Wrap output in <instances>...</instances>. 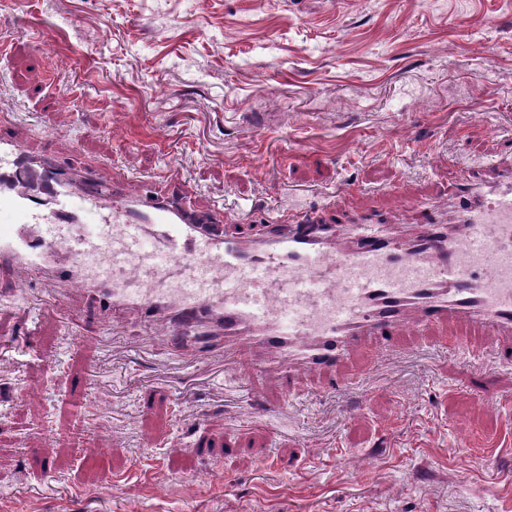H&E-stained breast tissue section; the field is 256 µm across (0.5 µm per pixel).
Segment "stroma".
Segmentation results:
<instances>
[{
  "label": "stroma",
  "instance_id": "obj_1",
  "mask_svg": "<svg viewBox=\"0 0 512 512\" xmlns=\"http://www.w3.org/2000/svg\"><path fill=\"white\" fill-rule=\"evenodd\" d=\"M0 114L104 187L376 212L512 144V0H0ZM353 192L337 198L336 186ZM60 282H0V512H512V366L413 345L277 389L129 321L75 346ZM164 385L150 393L153 383ZM95 406L99 438L84 431Z\"/></svg>",
  "mask_w": 512,
  "mask_h": 512
}]
</instances>
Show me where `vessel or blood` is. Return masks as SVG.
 <instances>
[{
	"label": "vessel or blood",
	"mask_w": 512,
	"mask_h": 512,
	"mask_svg": "<svg viewBox=\"0 0 512 512\" xmlns=\"http://www.w3.org/2000/svg\"><path fill=\"white\" fill-rule=\"evenodd\" d=\"M31 158L1 118L0 274L55 278L99 315L128 309L200 346L221 336L228 371L260 352L258 370L283 396L311 373L327 390L358 387L355 353H388L404 335L471 354L477 336L512 350V163L449 194L446 221L415 196L420 231L390 236L361 215L345 241L307 231L317 210L289 214L284 236L218 235L209 225L237 219L227 208L170 206L132 174L115 199L89 177L69 191L47 157L40 202L16 178Z\"/></svg>",
	"instance_id": "obj_1"
}]
</instances>
